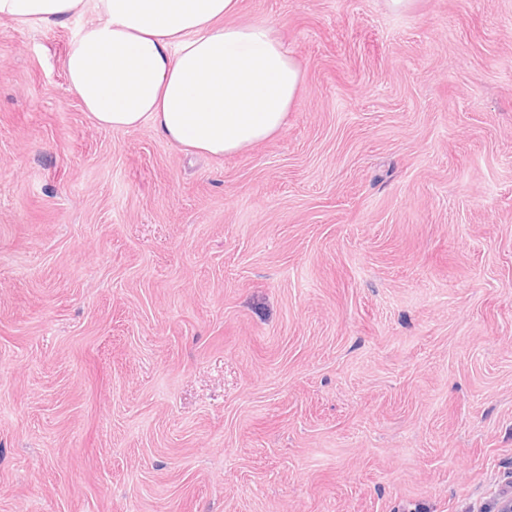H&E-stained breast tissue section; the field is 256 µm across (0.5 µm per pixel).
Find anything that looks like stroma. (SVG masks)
Masks as SVG:
<instances>
[{"label": "stroma", "mask_w": 512, "mask_h": 512, "mask_svg": "<svg viewBox=\"0 0 512 512\" xmlns=\"http://www.w3.org/2000/svg\"><path fill=\"white\" fill-rule=\"evenodd\" d=\"M92 13L0 21V512H492L512 496V0H240L277 136L98 127Z\"/></svg>", "instance_id": "35a3bbf8"}]
</instances>
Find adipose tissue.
<instances>
[{"instance_id":"1","label":"adipose tissue","mask_w":512,"mask_h":512,"mask_svg":"<svg viewBox=\"0 0 512 512\" xmlns=\"http://www.w3.org/2000/svg\"><path fill=\"white\" fill-rule=\"evenodd\" d=\"M239 0H0L29 29L93 12L63 66L99 126L151 124L186 152L224 157L279 134L303 72L275 27L231 23Z\"/></svg>"}]
</instances>
